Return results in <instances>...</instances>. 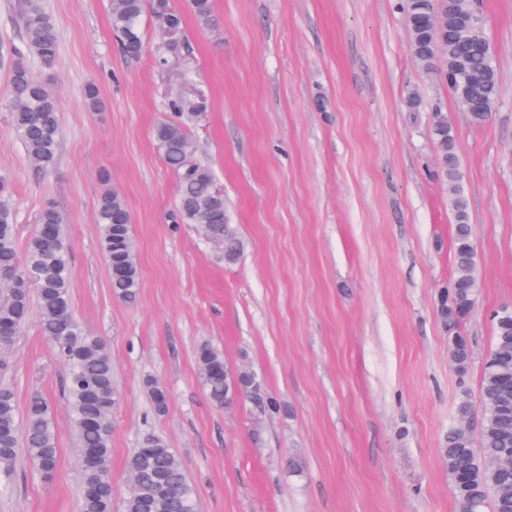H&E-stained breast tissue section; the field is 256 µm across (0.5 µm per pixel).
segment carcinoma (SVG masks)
I'll use <instances>...</instances> for the list:
<instances>
[{
  "mask_svg": "<svg viewBox=\"0 0 512 512\" xmlns=\"http://www.w3.org/2000/svg\"><path fill=\"white\" fill-rule=\"evenodd\" d=\"M198 20L214 22L212 0H189ZM17 15L23 25L27 51L43 67L54 66L58 55V32L42 0H17ZM405 22L415 59L426 70L438 67L455 79L453 93L470 121L482 125L489 120L500 99L495 58L476 0H403ZM143 0H112L111 26L121 48L129 56L143 50ZM436 13L446 17V29L436 35L426 26ZM9 111L14 115V132L28 161L47 171L54 167L59 146V114L56 98L31 75L27 59L19 55L10 79ZM433 135L441 151L442 172L450 186L454 216L455 277L441 294L443 320L459 323L475 305L478 293L477 252L471 238L468 202L462 185L454 138L445 116L435 117ZM166 166L177 176L179 198L172 221L198 224L206 236L223 246L224 261L239 260L243 244L228 223L224 196L215 191L213 171L190 158V145L180 123L168 119L154 130ZM38 223L55 227L54 242L41 232L29 240L24 254L16 246L12 212L0 205V280L24 272L35 286L21 290L10 287L0 298V324L13 327L0 336V346L9 345L37 306L43 334L68 364L64 390L70 409L76 451L80 463V512H114L112 490V408L117 401L112 358L103 341L88 335L71 314L70 273L66 259L63 216L44 209ZM96 223L113 293L126 302L136 301L140 271L131 233V216L123 199L106 193L99 200ZM493 344L484 359L478 433L464 431L472 405L462 401L456 423L448 430L442 458L448 473L456 512H512V307L502 306L492 315ZM448 349L459 372L466 371L470 348L465 337H448ZM199 380L209 401L223 408L243 396L256 393L254 378L236 372L218 348L204 344L197 351ZM24 449L36 474L52 478L59 465L58 429L48 403L40 396L30 398L19 412L13 389L0 386V477L11 476L19 449ZM130 474L124 512H198L197 493L167 442L146 435L128 457Z\"/></svg>",
  "mask_w": 512,
  "mask_h": 512,
  "instance_id": "1",
  "label": "carcinoma"
}]
</instances>
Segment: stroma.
Masks as SVG:
<instances>
[{
    "label": "stroma",
    "instance_id": "stroma-1",
    "mask_svg": "<svg viewBox=\"0 0 512 512\" xmlns=\"http://www.w3.org/2000/svg\"><path fill=\"white\" fill-rule=\"evenodd\" d=\"M14 0H0V201L18 251L51 205L64 217L71 310L112 357V489L148 432L173 448L198 512H455L441 448L461 399L480 402L492 313L512 305V0H481L502 94L473 125L442 76L414 58L402 0H189L170 43L145 0L144 50L124 54L110 0H43L59 51L31 73L54 90L53 169L28 164L8 109L23 49ZM99 90L90 110L85 91ZM418 95L410 106V95ZM183 104L194 160L208 164L244 249L225 264L199 225L175 224L179 184L153 130ZM452 127L479 257V295L455 326L438 312L455 275L448 184L432 128ZM117 192L132 218L141 287L112 293L96 209ZM466 336L458 372L450 336ZM209 344L253 375L264 404L214 407L196 353ZM66 367L38 312L0 350L19 406L52 407V479L19 456L0 512H79ZM167 395L156 410L152 387Z\"/></svg>",
    "mask_w": 512,
    "mask_h": 512
}]
</instances>
